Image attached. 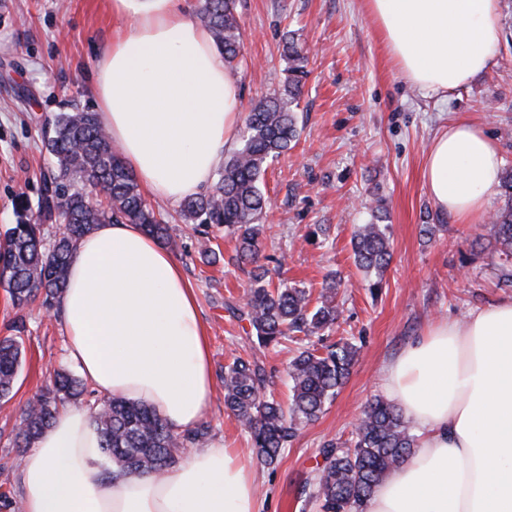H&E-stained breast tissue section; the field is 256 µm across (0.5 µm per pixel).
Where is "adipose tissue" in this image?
<instances>
[{
  "label": "adipose tissue",
  "mask_w": 512,
  "mask_h": 512,
  "mask_svg": "<svg viewBox=\"0 0 512 512\" xmlns=\"http://www.w3.org/2000/svg\"><path fill=\"white\" fill-rule=\"evenodd\" d=\"M127 26L92 75L100 120L151 197L208 186L238 135L235 71L180 0H111ZM384 49L420 91L446 96L485 72L501 39L499 0H365ZM495 142L466 120L434 139L427 195L481 223L499 183ZM68 354L97 393L146 402L174 431L196 426L213 390L195 291L174 255L137 224H101L78 243L60 298ZM418 452L365 512H512V297L441 321L383 370ZM23 512H258L248 457L214 442L152 475L105 476L94 418L59 411L20 461Z\"/></svg>",
  "instance_id": "adipose-tissue-1"
}]
</instances>
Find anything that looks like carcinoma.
I'll return each mask as SVG.
<instances>
[{"mask_svg": "<svg viewBox=\"0 0 512 512\" xmlns=\"http://www.w3.org/2000/svg\"><path fill=\"white\" fill-rule=\"evenodd\" d=\"M198 18L224 55V63L237 67L242 40L237 0H202ZM283 56L285 76L279 88L259 99L248 113L240 148L224 159L206 193L181 203L186 222L199 227L222 225L235 237L239 264L258 263L264 249L266 200L260 178L298 137L293 106L307 76L308 56L292 37L285 39ZM44 146L55 168L43 176L37 213L28 214V201L18 198L17 223L0 236V284L17 307L40 293L45 305H53L65 286L78 241L99 224H138L161 243L173 245L164 218L142 196L96 113L57 114L44 127ZM501 191L504 202L491 217L490 239L498 257L499 281L512 286V168L502 174ZM57 222L65 224V230L47 247L42 226ZM352 242L358 267L376 276L370 287H381L391 258L388 225L360 224ZM249 275L240 318L248 321L259 346H275L283 337L297 333L322 342L320 332L336 323V279L326 284L312 307L306 289L284 280L272 285L269 270ZM22 332L19 327L17 335L0 337V398L8 396L16 383L22 364ZM358 352L351 342L301 351L288 366L292 396L286 409L266 395V374L258 361L234 357L224 365V406L248 430L258 460L266 466L278 462L298 427L316 420L334 399ZM85 392L87 385L81 380L65 371L56 372L50 386L20 416L15 445L23 451L30 447L51 424L57 402L79 399ZM94 419L103 454L112 459V471L131 475L161 474L187 449L203 444L211 431L208 423L201 422L175 432L148 405L118 397L97 404ZM353 435L346 449L333 439L323 445V467L310 494L320 512H362L386 474L414 454L411 421L401 408L382 399L368 404Z\"/></svg>", "mask_w": 512, "mask_h": 512, "instance_id": "carcinoma-1", "label": "carcinoma"}]
</instances>
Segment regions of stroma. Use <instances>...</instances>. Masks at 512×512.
Here are the masks:
<instances>
[{
  "label": "stroma",
  "instance_id": "obj_1",
  "mask_svg": "<svg viewBox=\"0 0 512 512\" xmlns=\"http://www.w3.org/2000/svg\"><path fill=\"white\" fill-rule=\"evenodd\" d=\"M243 61L236 75L243 110L277 89L286 62L285 36L309 52L295 109L299 131L291 150L266 169L264 253L269 269L318 299L327 275L339 279V318L330 340L359 348L357 361L318 420L301 425L272 467L254 463L258 512H318L303 488L312 481L327 440L350 439L367 404L383 397L382 367L431 323L461 320L512 297L497 284L486 224H462L440 212L422 183L435 136L466 118L497 144L512 168V13L502 12V37L489 68L447 98L413 88L390 60L364 0H239ZM121 21L110 0H0V234L15 223L14 201L37 202L50 168L41 129L59 112H92L91 75L98 51ZM169 218L174 256L193 285L207 327L213 394L205 416L210 441L252 453L248 431L224 410L222 376L232 356L263 363L280 403L290 391L289 361L304 344L291 338L260 348L236 314L249 285L237 267L236 242L223 229L187 224L180 206L157 198ZM390 227L391 261L382 286L354 260L357 225ZM322 231L308 233L314 225ZM432 233H425V225ZM218 255L207 263L203 251ZM24 323L17 384L0 400V493L20 499L12 432L29 401L55 371H74L59 311L34 301L17 308L0 287V337Z\"/></svg>",
  "mask_w": 512,
  "mask_h": 512
}]
</instances>
